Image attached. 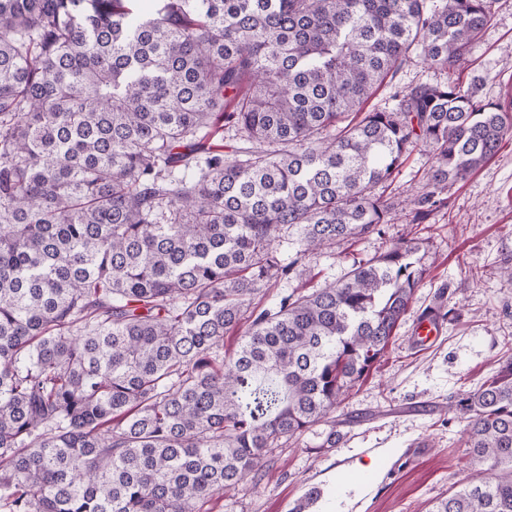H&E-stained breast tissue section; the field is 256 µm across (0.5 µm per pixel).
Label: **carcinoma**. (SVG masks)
Listing matches in <instances>:
<instances>
[{
  "label": "carcinoma",
  "mask_w": 512,
  "mask_h": 512,
  "mask_svg": "<svg viewBox=\"0 0 512 512\" xmlns=\"http://www.w3.org/2000/svg\"><path fill=\"white\" fill-rule=\"evenodd\" d=\"M136 2L0 0L5 512H202L283 439L336 447L423 243L253 301L382 234L397 203L375 188L415 148L434 162L411 224L512 138V101L453 80L364 109L412 62L464 67L496 0ZM450 409L470 475L431 512H512V352Z\"/></svg>",
  "instance_id": "cac0c4a2"
}]
</instances>
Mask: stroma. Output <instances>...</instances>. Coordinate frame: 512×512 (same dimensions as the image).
Listing matches in <instances>:
<instances>
[{
	"label": "stroma",
	"instance_id": "stroma-1",
	"mask_svg": "<svg viewBox=\"0 0 512 512\" xmlns=\"http://www.w3.org/2000/svg\"><path fill=\"white\" fill-rule=\"evenodd\" d=\"M456 77L465 86L477 83L484 99L512 97V0H497L468 66ZM431 164L428 149L413 150L386 195L421 197ZM448 194L449 206L421 224L398 216L382 235L308 257L309 285L316 288L340 280L355 259L380 254L402 237L429 241L428 272L385 361L341 407L354 422L342 426L337 447L311 453L290 442L279 445L260 491H224L210 512H293L313 489L322 496L312 512H428L464 479L466 424L449 412L448 399L490 376L512 347V281L499 275L512 266V140ZM475 264L489 272L472 281L468 268ZM440 302L453 317L442 322L432 345L419 347L414 327Z\"/></svg>",
	"mask_w": 512,
	"mask_h": 512
}]
</instances>
